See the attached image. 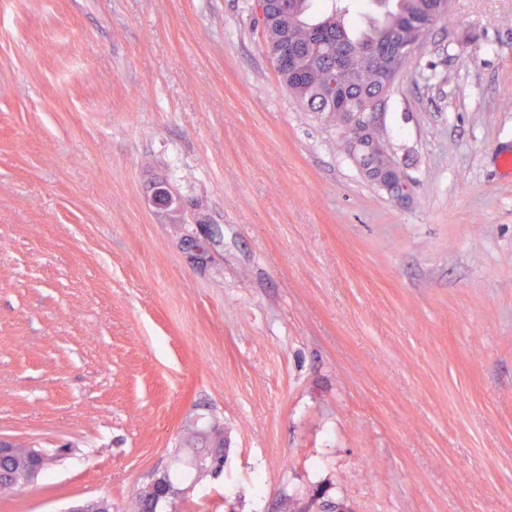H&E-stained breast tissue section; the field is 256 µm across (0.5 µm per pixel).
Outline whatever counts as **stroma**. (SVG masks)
<instances>
[{
    "label": "stroma",
    "mask_w": 512,
    "mask_h": 512,
    "mask_svg": "<svg viewBox=\"0 0 512 512\" xmlns=\"http://www.w3.org/2000/svg\"><path fill=\"white\" fill-rule=\"evenodd\" d=\"M253 0H0V512H512V0H452L383 98L399 203L281 84ZM162 183L195 224L144 202ZM28 443L9 435H0V460L15 457ZM34 473L30 469L26 455L20 453L17 457L3 463V473L0 474V498L12 497L21 491L25 485L32 482Z\"/></svg>",
    "instance_id": "35a3bbf8"
}]
</instances>
